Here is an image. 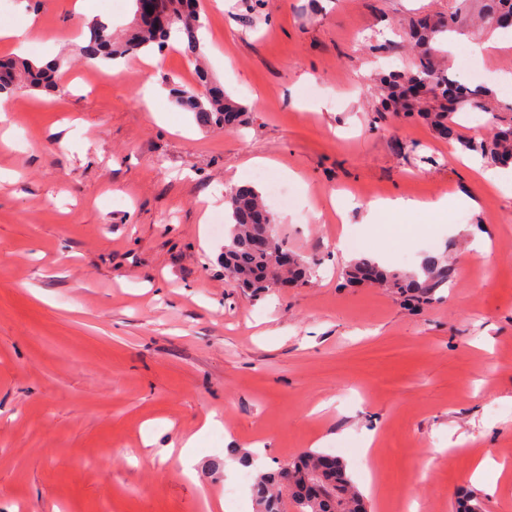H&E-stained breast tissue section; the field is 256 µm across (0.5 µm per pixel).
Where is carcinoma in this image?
Wrapping results in <instances>:
<instances>
[{
  "label": "carcinoma",
  "mask_w": 512,
  "mask_h": 512,
  "mask_svg": "<svg viewBox=\"0 0 512 512\" xmlns=\"http://www.w3.org/2000/svg\"><path fill=\"white\" fill-rule=\"evenodd\" d=\"M194 0H166L164 8L172 18L170 29L161 33L138 25L123 44L112 40L108 26L97 21L88 24V36L83 47L85 59L94 65L102 61L123 58L130 52H149L164 47L172 36L186 39L185 50L200 58L202 44L198 31L200 9L192 8ZM480 3L484 24L512 28V0H452L448 12L422 17L412 24L411 38L418 49L413 67L402 73L381 78L384 94L380 111L395 112L416 118L431 127L441 138L458 126L456 116L474 109L488 110L489 91L470 88L440 71L437 64L436 37L454 31L468 19L474 3ZM198 83L210 86L209 94L199 96L192 87L173 89L176 103L193 113L196 123L204 128H219L224 121L234 120V126L244 122L246 106L234 100L217 85L210 84L208 74L198 70ZM434 83L440 88L436 104L430 106L418 91ZM31 87L47 91L59 88L57 64L38 66L16 58L9 61V71L0 77V94L10 96ZM492 135L487 139L457 137L466 150L480 154L492 165L506 168L512 164V105L491 113ZM230 221L229 241L224 245V270L235 283L256 293L280 285L305 280L309 267L305 260L291 269L280 264V254L288 251L275 232V219L259 191L251 186L231 188L225 192ZM269 225L270 242L266 249L254 247V240ZM451 267L447 258L427 254L421 260V275L401 276L369 259L350 263L343 272L351 285H377L410 297L414 307L421 308L436 301L435 293L448 284ZM252 496L256 512H288L293 503L299 512H368L363 496L346 473L342 460L332 454L306 450L278 464L275 469H260L253 477Z\"/></svg>",
  "instance_id": "obj_1"
}]
</instances>
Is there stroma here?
<instances>
[{"label": "stroma", "mask_w": 512, "mask_h": 512, "mask_svg": "<svg viewBox=\"0 0 512 512\" xmlns=\"http://www.w3.org/2000/svg\"><path fill=\"white\" fill-rule=\"evenodd\" d=\"M73 3L0 0L2 22L36 14L25 56L56 62L60 81L9 97L0 122V512H206L209 498L254 512L250 494L224 497L231 448L267 467L334 454L369 512H455L463 489L512 512V483L492 495L471 479L479 456L512 466V195L457 162V141L377 109L380 76L414 61L411 20L448 0H224L206 11L202 61L170 49L159 79L138 53L116 77L86 65L101 12ZM495 37L507 47L468 49ZM441 64L512 104V32L465 28ZM201 66L248 106L240 131L201 128L175 102ZM255 157L288 189L267 201L280 240L311 265L303 286L259 295L225 274L211 230L238 168L256 185ZM458 193L471 207L443 221H361L380 199ZM350 234L360 245L341 255ZM428 253L453 273L421 312L343 284L349 259L414 275ZM370 432L376 483L359 455ZM194 434L190 467L156 457Z\"/></svg>", "instance_id": "1"}]
</instances>
